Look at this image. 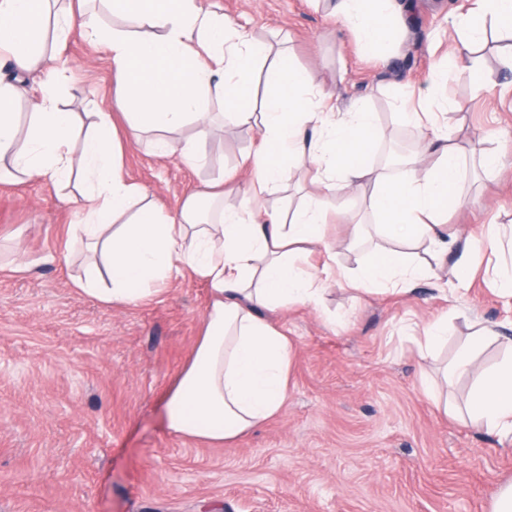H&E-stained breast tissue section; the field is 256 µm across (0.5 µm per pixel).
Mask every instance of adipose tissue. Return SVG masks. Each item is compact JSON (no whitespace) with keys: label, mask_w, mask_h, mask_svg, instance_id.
Wrapping results in <instances>:
<instances>
[{"label":"adipose tissue","mask_w":512,"mask_h":512,"mask_svg":"<svg viewBox=\"0 0 512 512\" xmlns=\"http://www.w3.org/2000/svg\"><path fill=\"white\" fill-rule=\"evenodd\" d=\"M57 2L0 0V58L20 71L46 73L24 125L16 86L0 80V178L55 185L73 175L82 183L76 216L89 262L77 285L99 302L134 304L186 270L209 284L213 300L202 317L201 336L164 398L172 435L221 445L281 410L292 346L266 315L320 305L324 280L299 259L305 246L323 245L325 196L335 188L371 187L375 229L393 243L349 279L353 291L409 292L429 269L410 262L403 248L423 238L440 256L454 257L456 277L467 273L475 240L447 236L442 229L449 210L465 202L461 183L468 159L442 133L459 107L440 91L455 68L479 69L488 44L485 17L493 18L502 38L500 61L512 66V0H481L480 13L451 18V54L436 65L417 108L402 112L409 124L429 122L432 134L399 174L367 161L383 132L366 104L356 102L342 116H330L311 70L283 57L271 59L266 45L204 0H102L113 19L109 27L89 15L87 0H78L75 9L58 8ZM332 15L360 49L382 58L408 20L398 0H336ZM75 28L112 61L126 141L148 134L160 154L200 164L214 96L222 98L233 122L257 126L260 145L242 161L249 175L245 193L218 179L187 196L173 215L146 199L124 175L113 114L97 113L86 125L58 104L59 69L47 63L43 47L46 39L63 41ZM263 69L270 89L260 99L255 83ZM479 71V88L490 89L493 71ZM188 125L195 128L192 138L172 140L173 132ZM298 168L312 172L314 190L288 215L267 211L266 196ZM495 343L512 350L511 339L480 328L459 347L445 375L474 377L465 407L469 418L487 430L512 433V358L490 368L479 363L481 352Z\"/></svg>","instance_id":"1"}]
</instances>
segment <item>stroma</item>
Returning <instances> with one entry per match:
<instances>
[{
    "mask_svg": "<svg viewBox=\"0 0 512 512\" xmlns=\"http://www.w3.org/2000/svg\"><path fill=\"white\" fill-rule=\"evenodd\" d=\"M216 2L273 55L312 70L335 111L367 101L385 132L368 161L394 171L403 166L393 151L400 134H428L399 115L404 85L429 88L451 49L446 16L470 0H412L410 32L386 64L358 52L325 0ZM56 53L73 111L116 112L99 45L75 30ZM484 66L496 75L490 91L466 68L445 91L464 106L469 160L505 150L503 171L467 175V204L448 215L449 230L481 240L512 225V68L491 48ZM258 143L257 129L225 123L204 147L206 162L191 169L159 155L146 135L124 147L123 165L173 214L211 181L244 182L241 161ZM78 195L72 181H0V512H491L498 483L512 479V434L445 413L444 404H464L473 380H446L441 370L473 320L512 337V298L487 273L495 251L481 248L459 280L416 243L410 253L430 260L434 277L403 295L353 292L346 275L388 241L361 233L374 221L368 190L328 195L327 245L307 257L336 270L322 305L271 316L294 346L288 398L266 424L219 446L173 437L162 421L169 384L200 335L208 285L188 274L119 308L78 291L86 258L71 229ZM442 318L448 347L422 359L407 327Z\"/></svg>",
    "mask_w": 512,
    "mask_h": 512,
    "instance_id": "1",
    "label": "stroma"
}]
</instances>
